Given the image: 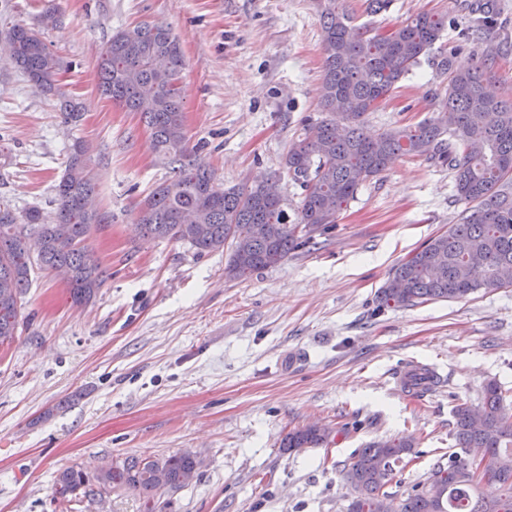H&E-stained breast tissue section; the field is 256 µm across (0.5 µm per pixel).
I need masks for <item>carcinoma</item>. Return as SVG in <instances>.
I'll return each mask as SVG.
<instances>
[{
    "instance_id": "1",
    "label": "carcinoma",
    "mask_w": 512,
    "mask_h": 512,
    "mask_svg": "<svg viewBox=\"0 0 512 512\" xmlns=\"http://www.w3.org/2000/svg\"><path fill=\"white\" fill-rule=\"evenodd\" d=\"M324 47L321 112L308 120L302 139L285 157L288 173L305 171L297 221L288 223L282 200L269 198L258 184L225 188L190 147L185 128L181 78L184 62L179 40L169 29L141 23L112 33L96 61L98 89L105 97L139 113L154 150L171 176L139 208L145 234L190 245L198 253L224 250L226 241H247V252L229 254L227 273L245 279L281 263L291 250L337 222L360 185L382 174L397 158L424 159L455 171V192L466 204L460 222L429 240L397 264L379 292L385 306L410 307L431 301L463 299L480 289L504 287L512 272V103L487 88L484 69H458L444 55L436 67L448 75V94L434 116L414 127L364 132L365 116L385 100L438 42L447 18L419 13L383 34L354 22L340 0H315ZM11 62L42 92H55L60 58L39 33L12 27L7 40ZM86 146L71 145L56 185L57 211L46 222L36 209L19 222L0 202V344L11 341L31 272H68L70 297L77 304L94 299L106 271L87 241L107 223L101 212L84 211L79 201L95 195ZM508 397L488 382L480 405L453 409L459 451L438 464L428 479L405 495L386 490L394 466L412 444L407 439L373 441L353 455L344 478L357 490L347 512H512V416ZM330 431L318 425L288 433L282 447L318 448ZM469 448L484 449L475 461ZM201 459L189 452L165 457L128 456L94 478L74 467L60 470L54 495L67 499L95 485L97 492L131 493L140 512H161L164 498L189 485ZM491 481L499 493L488 499L480 485Z\"/></svg>"
}]
</instances>
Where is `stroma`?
I'll use <instances>...</instances> for the list:
<instances>
[{"label": "stroma", "mask_w": 512, "mask_h": 512, "mask_svg": "<svg viewBox=\"0 0 512 512\" xmlns=\"http://www.w3.org/2000/svg\"><path fill=\"white\" fill-rule=\"evenodd\" d=\"M392 0L356 22L386 30L416 14L448 27L389 98L365 118L370 132L431 117L448 90L434 64L455 51L468 68L490 53L488 81L512 101V0ZM56 13V25L41 18ZM142 22L180 39L191 144L230 187L278 183L289 218L302 190L284 167L304 117H319L322 30L313 0H0V201L17 215L57 211L55 186L70 145L83 141L111 221L89 248L108 279L73 304L61 274L34 270L19 329L0 345V512H137L134 496H53L65 467L96 474L128 456L197 454L193 482L163 512H345L343 468L374 439L413 448L389 485L423 482L454 450L453 408L479 404L485 385L512 391V288L415 307L379 308L391 269L457 223L465 209L454 172L401 158L364 183L337 222L277 266L246 279L228 255L143 236L139 205L168 177L139 113L101 96L96 59L120 28ZM42 33L70 63L61 91L83 116L64 122L5 52L12 24ZM435 368L441 386L399 391L410 362ZM330 429L327 445L291 451L288 432Z\"/></svg>", "instance_id": "stroma-1"}]
</instances>
